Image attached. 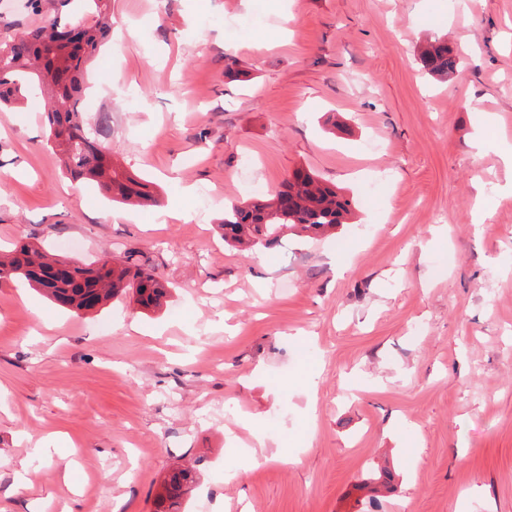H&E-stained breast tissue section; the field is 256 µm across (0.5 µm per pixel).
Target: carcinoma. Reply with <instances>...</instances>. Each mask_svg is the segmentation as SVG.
I'll list each match as a JSON object with an SVG mask.
<instances>
[{"instance_id":"1","label":"carcinoma","mask_w":512,"mask_h":512,"mask_svg":"<svg viewBox=\"0 0 512 512\" xmlns=\"http://www.w3.org/2000/svg\"><path fill=\"white\" fill-rule=\"evenodd\" d=\"M87 2L88 21L81 27L78 44L66 38L74 27L60 15L0 41V107H11L26 90L39 88L48 142L58 151L66 173L95 182L115 203L155 205L158 199L148 182L110 160V114L102 112L90 123L80 110L89 66L112 31V0ZM416 55L421 70L441 80L460 66L458 53L446 40H427L417 46ZM353 206L352 197L301 167L271 197L232 205L224 211L219 228L229 246L266 245L287 232L324 235L344 224ZM0 278L25 280L48 299L84 313L121 297L143 310H154L167 295L166 287L132 256L116 259L109 251L85 264L19 244L0 261ZM191 483V469L175 468L164 480L155 512H176Z\"/></svg>"}]
</instances>
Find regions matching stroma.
Listing matches in <instances>:
<instances>
[{"mask_svg":"<svg viewBox=\"0 0 512 512\" xmlns=\"http://www.w3.org/2000/svg\"><path fill=\"white\" fill-rule=\"evenodd\" d=\"M41 3L0 7V40ZM87 86L176 217L68 176L33 97L0 109V253L130 252L170 294L79 315L0 279V512H152L179 464L182 512H368L378 465L382 512H512V0H112ZM301 166L347 223L226 246L225 206ZM421 70L438 79L447 80L460 66V57L448 40H426L416 48Z\"/></svg>","mask_w":512,"mask_h":512,"instance_id":"35a3bbf8","label":"stroma"}]
</instances>
